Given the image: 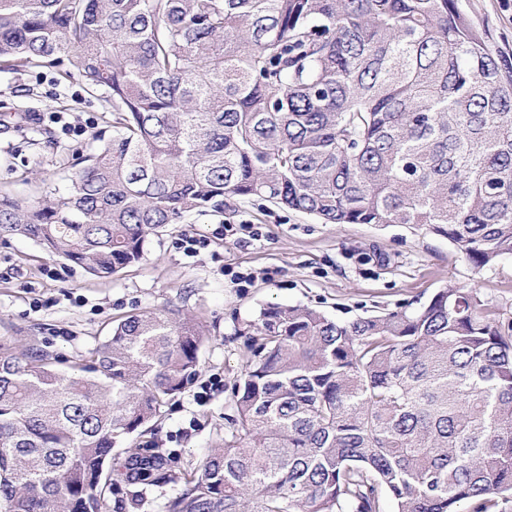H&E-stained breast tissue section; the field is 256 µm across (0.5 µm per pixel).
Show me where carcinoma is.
<instances>
[{"label":"carcinoma","mask_w":512,"mask_h":512,"mask_svg":"<svg viewBox=\"0 0 512 512\" xmlns=\"http://www.w3.org/2000/svg\"><path fill=\"white\" fill-rule=\"evenodd\" d=\"M105 88L112 138L25 237L97 278L192 213L260 197L324 224H410L481 270L512 257V57L458 0H0V68ZM224 443L193 472L141 444L196 380L174 305L72 360L0 342V512H105L110 475L167 512H491L512 497V321L475 289L333 320L266 305Z\"/></svg>","instance_id":"carcinoma-1"}]
</instances>
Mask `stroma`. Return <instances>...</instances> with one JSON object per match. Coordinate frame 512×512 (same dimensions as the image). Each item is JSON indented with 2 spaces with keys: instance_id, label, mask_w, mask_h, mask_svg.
Instances as JSON below:
<instances>
[{
  "instance_id": "35a3bbf8",
  "label": "stroma",
  "mask_w": 512,
  "mask_h": 512,
  "mask_svg": "<svg viewBox=\"0 0 512 512\" xmlns=\"http://www.w3.org/2000/svg\"><path fill=\"white\" fill-rule=\"evenodd\" d=\"M460 6L474 25L489 29L495 48L512 51V0H460ZM106 105L105 91L59 81L51 69L20 78L0 71V194L27 202L66 188L76 154L96 148L92 136L105 126ZM68 125L83 135L65 134ZM222 224H250L258 234L222 240L215 236ZM187 233L210 243L186 256L176 241ZM372 251L385 256V265L367 261ZM241 273L249 282L236 283ZM446 287L477 289L512 318L510 257L478 271L447 239L414 226L324 224L260 199L233 201L170 225L139 263L105 279L47 256L29 239H0V340L38 345L58 355L65 371L72 357L109 334L113 321L167 303L184 309L207 333L198 382L134 440L173 470H189L223 443L235 414L232 383L247 360L245 337L233 333L236 322L269 304L305 305L344 322ZM213 379L219 387L200 395L201 383ZM179 489L173 482L141 486L134 507L120 482L107 497V512H165Z\"/></svg>"
}]
</instances>
